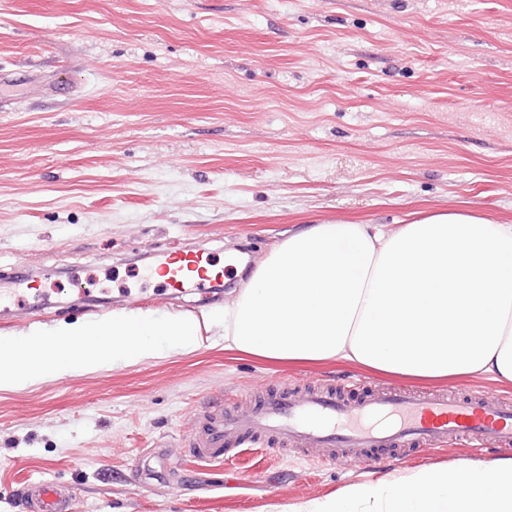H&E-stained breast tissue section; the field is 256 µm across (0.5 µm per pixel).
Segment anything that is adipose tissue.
I'll return each instance as SVG.
<instances>
[{
    "label": "adipose tissue",
    "mask_w": 512,
    "mask_h": 512,
    "mask_svg": "<svg viewBox=\"0 0 512 512\" xmlns=\"http://www.w3.org/2000/svg\"><path fill=\"white\" fill-rule=\"evenodd\" d=\"M293 365L327 360L420 380L512 384V224L463 211L407 224H310L273 247L224 308L113 314L0 341V388L198 343ZM269 512H512V456L394 471Z\"/></svg>",
    "instance_id": "ef3b65f1"
}]
</instances>
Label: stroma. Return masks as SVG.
I'll return each mask as SVG.
<instances>
[{"label":"stroma","instance_id":"stroma-1","mask_svg":"<svg viewBox=\"0 0 512 512\" xmlns=\"http://www.w3.org/2000/svg\"><path fill=\"white\" fill-rule=\"evenodd\" d=\"M470 211L512 224V0H0V339L133 307L231 302L302 224ZM208 249L220 301L147 279ZM353 363L198 345L0 389V512L39 478L69 512H267L370 472L190 451L207 404Z\"/></svg>","mask_w":512,"mask_h":512}]
</instances>
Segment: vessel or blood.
I'll list each match as a JSON object with an SVG mask.
<instances>
[{"mask_svg":"<svg viewBox=\"0 0 512 512\" xmlns=\"http://www.w3.org/2000/svg\"><path fill=\"white\" fill-rule=\"evenodd\" d=\"M203 252L170 256L161 268L166 289L204 290L216 279ZM322 449L323 460H378L384 451L474 441L482 448L512 447V399L489 393L448 396L439 389L386 385L349 402L332 389H291L245 410L212 405L192 442L194 455L212 460L265 441ZM29 512H66L57 484L27 491Z\"/></svg>","mask_w":512,"mask_h":512,"instance_id":"obj_1","label":"vessel or blood"}]
</instances>
